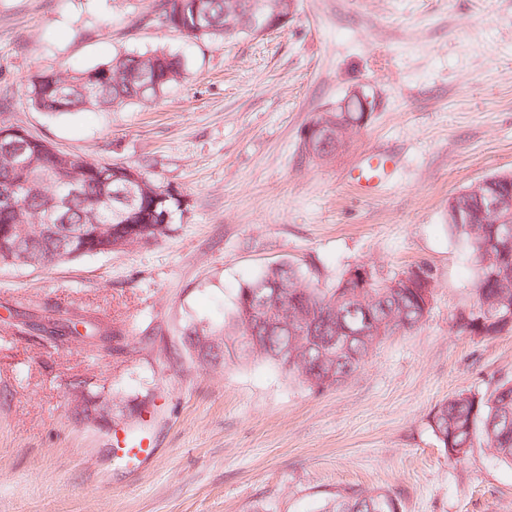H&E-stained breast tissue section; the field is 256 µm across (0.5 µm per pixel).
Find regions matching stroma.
Wrapping results in <instances>:
<instances>
[{"label": "stroma", "mask_w": 512, "mask_h": 512, "mask_svg": "<svg viewBox=\"0 0 512 512\" xmlns=\"http://www.w3.org/2000/svg\"><path fill=\"white\" fill-rule=\"evenodd\" d=\"M151 0H0V93L22 125L87 160L142 165L189 207L166 236L49 269L0 266V512H318L350 490H386L399 512H512V466L475 444L449 459L430 416L459 392L512 379V331L459 332L476 260L448 231V199L512 172V0H296L287 25L210 42L139 22ZM184 56L161 100L50 118L23 83L156 47ZM355 86L376 99L350 149L301 159L315 113ZM397 154L392 183L356 194L345 173ZM316 265L323 285L358 264L394 277L426 263L430 309L343 384L281 368L177 359L186 327L223 329L267 267ZM116 323L130 347L94 355L15 333L45 305ZM112 406V428L76 420L70 384ZM143 429L153 459L113 447Z\"/></svg>", "instance_id": "1"}]
</instances>
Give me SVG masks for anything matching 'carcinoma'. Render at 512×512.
I'll return each mask as SVG.
<instances>
[{
  "instance_id": "obj_1",
  "label": "carcinoma",
  "mask_w": 512,
  "mask_h": 512,
  "mask_svg": "<svg viewBox=\"0 0 512 512\" xmlns=\"http://www.w3.org/2000/svg\"><path fill=\"white\" fill-rule=\"evenodd\" d=\"M283 0H153L143 20L161 28L173 29L196 40H222L227 36L256 34L249 24V14L258 8L270 16ZM186 69L179 55L165 48L143 53H125L75 74L37 73L30 77L25 94L32 107L49 116H63L87 108L111 110L134 101L149 102L160 98L178 83ZM353 142L352 133L331 149L314 147L315 154L300 152L309 160L329 162L347 150ZM29 164L21 166L12 155L0 151V186L15 185L18 191L10 200L0 201V259L19 249L27 254L33 268H48L67 259L120 252L129 246L148 244L167 234L171 225L182 219V193L172 194L152 180L141 169L110 161L99 162L95 172H84L86 160L67 154L55 156L35 143L29 147ZM138 175L137 200L118 209L109 205L112 192L123 183L128 171ZM80 183L73 193L74 182ZM63 205L62 216L75 226L77 234L68 236L61 228L52 234L45 224L48 213ZM468 209L473 226L480 232L495 236L498 242L512 244V219L499 221L484 195L459 193L448 199V229L476 253V302L493 305L500 299L512 304V276L505 280L492 278L479 256L481 235L473 236L465 225L455 223L454 211ZM169 221H163V215ZM281 282V306L273 308L276 327L267 330L254 320L241 316L240 305L272 295L269 285ZM351 291L345 276L327 287H319L316 267H301L282 262L240 288L228 327L238 336H266L259 350L241 348L243 363L269 362L284 369L318 389L330 388L351 377L375 349L373 337L360 336L368 321L391 323L386 336L409 333L420 325L423 317L418 304L419 289L403 288L393 294L387 289H373L367 305L357 304L338 316L336 301ZM46 319L59 333L49 332L48 339L60 346L82 342L89 351L120 352L126 347L123 330L111 324L96 322L85 316L73 320L51 308ZM299 320L306 327H315L322 336L331 334L333 326H344L355 337L347 353L336 363L315 370L319 353L308 337L296 341L289 325ZM229 334H215L192 329L182 342L189 357L213 363L224 358ZM432 431L441 447L446 449L474 446L481 439L496 457L512 465V380L498 384L490 393L477 396L461 392L438 404L432 412ZM324 512H397V499L386 491L356 490L338 493L326 504Z\"/></svg>"
}]
</instances>
